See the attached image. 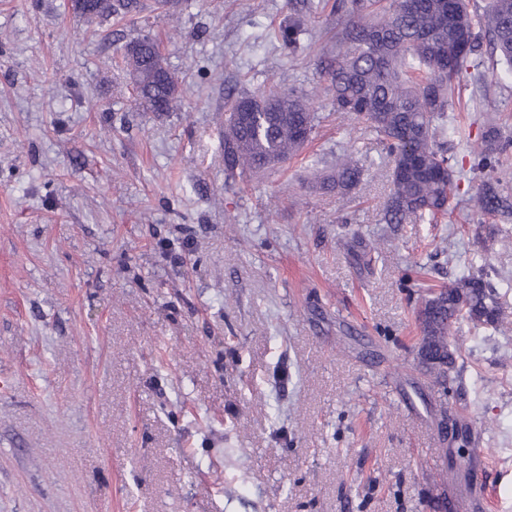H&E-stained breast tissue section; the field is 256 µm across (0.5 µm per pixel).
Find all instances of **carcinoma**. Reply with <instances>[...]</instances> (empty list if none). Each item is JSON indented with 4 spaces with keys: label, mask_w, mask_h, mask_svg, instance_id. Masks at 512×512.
<instances>
[{
    "label": "carcinoma",
    "mask_w": 512,
    "mask_h": 512,
    "mask_svg": "<svg viewBox=\"0 0 512 512\" xmlns=\"http://www.w3.org/2000/svg\"><path fill=\"white\" fill-rule=\"evenodd\" d=\"M400 0H334L345 16L336 30V51L319 59L328 83L331 110L360 120L392 158L391 194L384 209L387 224L433 222L449 210L454 174L435 144L436 122L454 110L456 78L478 58L481 35L491 56L512 76V0H486L480 14L469 0H417L401 11ZM75 13L88 19L135 16L139 0H86ZM306 29L299 20L280 25V46L294 53ZM463 39L459 54L448 58L439 46ZM160 53L148 36L124 46V61L145 112L170 111L179 79L166 67L154 73ZM224 122V174L234 180L276 166L298 152L315 134L318 115L308 94L288 88L227 94ZM506 145L499 130L485 131L472 146L477 165L499 161ZM357 159L344 158L328 185L346 193L360 182ZM420 330L419 364L428 379L448 390L455 369L457 332L464 324L498 327L505 323L500 293L481 268L432 291L416 312Z\"/></svg>",
    "instance_id": "obj_1"
}]
</instances>
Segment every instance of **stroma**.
<instances>
[{
	"label": "stroma",
	"instance_id": "1",
	"mask_svg": "<svg viewBox=\"0 0 512 512\" xmlns=\"http://www.w3.org/2000/svg\"><path fill=\"white\" fill-rule=\"evenodd\" d=\"M300 0H183L88 20L70 0H0V512H512V333L463 332L459 376L415 357L428 289L487 265L512 312V144L473 164L485 94L512 137V80L460 77L439 146L467 173L450 215L381 220L390 159L329 112L315 63L342 16L323 9L292 54ZM157 41L177 104L141 111L122 47ZM312 92L318 134L226 184L224 87ZM349 195L321 189L346 151ZM398 235L359 257L361 243ZM473 421L467 446L445 414ZM473 474L449 473L457 451ZM301 20H290L280 25L277 39L280 46L289 53H294L300 47V36L305 34L306 29Z\"/></svg>",
	"mask_w": 512,
	"mask_h": 512
}]
</instances>
